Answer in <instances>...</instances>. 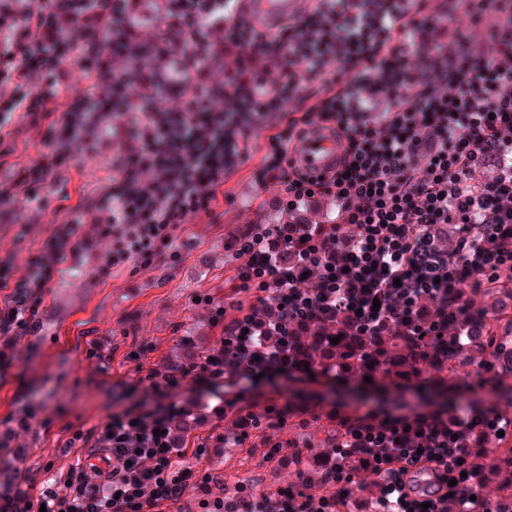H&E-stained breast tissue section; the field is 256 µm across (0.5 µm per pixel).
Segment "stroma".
Returning a JSON list of instances; mask_svg holds the SVG:
<instances>
[{"label":"stroma","mask_w":512,"mask_h":512,"mask_svg":"<svg viewBox=\"0 0 512 512\" xmlns=\"http://www.w3.org/2000/svg\"><path fill=\"white\" fill-rule=\"evenodd\" d=\"M11 141L14 151L0 167L4 185L13 184L47 151L34 132L24 128L16 129ZM254 169V163H245L227 180L228 201L221 203L214 217L193 219L180 236L176 254L160 267L100 271L98 257L108 248L104 241L68 258L64 271L50 285L41 329L24 340L18 360L0 378V420L25 396L43 402L53 423L47 429L33 420L23 438L31 450L27 462L31 470L43 469L75 431L90 430L107 413L126 406L128 398H142L135 366L124 359L133 339L156 343L149 356L154 364L179 359L187 344L203 347L219 341L220 331L212 320L224 303L229 261L224 243L242 225L257 223L258 206H274L281 198L278 186L259 182ZM116 178L112 151L78 156L51 187L37 190L35 202H41L44 210L38 224L31 221L34 202L17 193L7 204L9 220L0 222V276L19 280L53 226L68 219L67 209L77 204L80 192L112 185ZM198 295L211 296L212 304H195ZM97 336L109 337L115 350L105 372L86 358L87 345ZM213 467L231 484L247 480L259 491L274 487L261 455L243 448L225 449Z\"/></svg>","instance_id":"obj_1"}]
</instances>
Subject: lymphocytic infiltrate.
<instances>
[{
    "mask_svg": "<svg viewBox=\"0 0 512 512\" xmlns=\"http://www.w3.org/2000/svg\"><path fill=\"white\" fill-rule=\"evenodd\" d=\"M473 43L456 22L438 27L428 0H314L268 25L243 0H0V161L5 129L21 123L51 157L26 171L28 187L54 184L83 146L125 141L113 161L121 178L95 191L55 225L21 283L0 278V365L41 324L48 285L69 254L86 248L81 220L111 247L103 267L159 266L192 219L213 217L224 179L256 160L260 181L279 183L296 210L315 197L336 203L328 224H247L225 243L232 254L229 302L214 320L216 346L180 363L152 364L153 341L126 355L159 406L129 405L59 450L64 463L36 480L19 442L41 411L27 403L0 426V512H333L337 474L345 491H378L389 512H486L460 477L465 465L436 455L480 418L401 415L332 417L334 455L314 458L275 489L241 497L212 462L227 448L313 447L297 430L316 415L240 384L292 361L294 337L329 336L360 325L368 336H448L460 345L469 319L484 315L490 288L512 292V0H461ZM160 34L141 39L137 23ZM173 46L152 64L156 42ZM87 91L60 102L63 62ZM175 90L178 104L160 95ZM264 131L254 140V131ZM331 137L337 159L296 165L298 142ZM493 175H479L488 149ZM224 386L216 402L177 400L185 382ZM373 426L382 465L350 468L361 427ZM110 452L103 479L83 465L84 446ZM415 449L412 461L402 451Z\"/></svg>",
    "mask_w": 512,
    "mask_h": 512,
    "instance_id": "f902f5d3",
    "label": "lymphocytic infiltrate"
}]
</instances>
